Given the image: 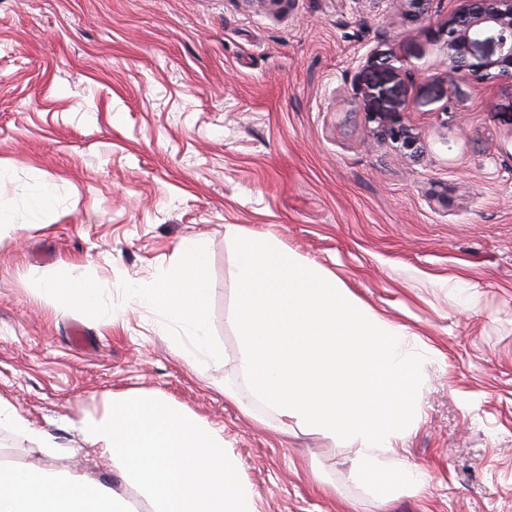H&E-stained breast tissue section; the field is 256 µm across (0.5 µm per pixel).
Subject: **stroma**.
<instances>
[{
	"mask_svg": "<svg viewBox=\"0 0 512 512\" xmlns=\"http://www.w3.org/2000/svg\"><path fill=\"white\" fill-rule=\"evenodd\" d=\"M442 69L399 0H0V399L58 444L13 435L21 463L122 486L76 426L138 390L223 431L258 512H512V83ZM228 224L405 330L420 418L393 457L421 487L376 498L347 442L254 398ZM191 236L216 365L130 294ZM68 275L98 282V315L44 290Z\"/></svg>",
	"mask_w": 512,
	"mask_h": 512,
	"instance_id": "1",
	"label": "stroma"
}]
</instances>
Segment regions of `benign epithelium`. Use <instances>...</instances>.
I'll list each match as a JSON object with an SVG mask.
<instances>
[{
  "instance_id": "1",
  "label": "benign epithelium",
  "mask_w": 512,
  "mask_h": 512,
  "mask_svg": "<svg viewBox=\"0 0 512 512\" xmlns=\"http://www.w3.org/2000/svg\"><path fill=\"white\" fill-rule=\"evenodd\" d=\"M414 20L429 19L430 0H400ZM454 8L438 24L445 75L452 82L468 76L512 81V0H452ZM390 138L415 152L416 143L402 127L389 128Z\"/></svg>"
}]
</instances>
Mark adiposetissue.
<instances>
[{
    "mask_svg": "<svg viewBox=\"0 0 512 512\" xmlns=\"http://www.w3.org/2000/svg\"><path fill=\"white\" fill-rule=\"evenodd\" d=\"M70 311H97L94 281L69 276L47 283ZM210 293L208 256L193 239L173 263L141 282L134 299L162 318L205 338ZM77 432L90 449L107 454L129 478L136 496L116 491L81 471L0 465V512H257L251 486L221 431L159 396L130 391L110 412L87 419Z\"/></svg>",
    "mask_w": 512,
    "mask_h": 512,
    "instance_id": "ef3b65f1",
    "label": "adipose tissue"
}]
</instances>
